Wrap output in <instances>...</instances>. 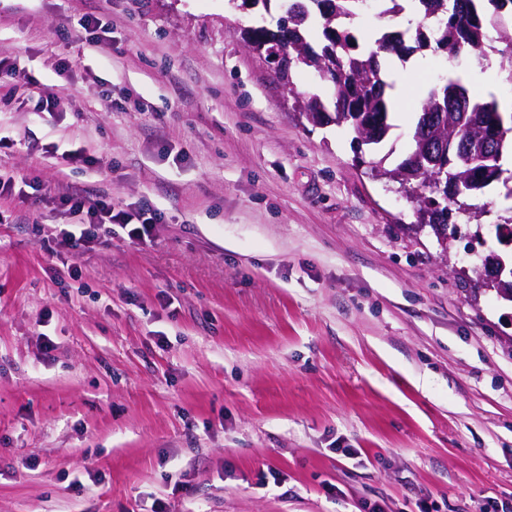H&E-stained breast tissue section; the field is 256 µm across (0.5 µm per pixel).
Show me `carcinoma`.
<instances>
[{
	"mask_svg": "<svg viewBox=\"0 0 512 512\" xmlns=\"http://www.w3.org/2000/svg\"><path fill=\"white\" fill-rule=\"evenodd\" d=\"M298 10L279 17L276 28L250 29V37L263 38L275 49L288 41L287 53L276 69L293 87L292 73L299 66L318 79L321 92L300 101L305 120L314 126L331 122L346 125L354 141L379 146L388 138L391 103L387 90L394 87L392 71L383 59L406 61L415 52L431 49L454 60L462 53L480 57L495 54L512 85V0H418L422 21L413 28L389 30L382 26L359 40L353 22L368 4L376 17L397 16L400 0H295ZM413 132L428 143H444L448 151V199L437 210V224L448 230L459 213L455 199L474 198L492 184H502L512 198V176L505 175L501 160L512 151V113L500 112L496 100L484 101L470 93L466 79L452 73L427 86L420 95ZM463 141L491 145L488 154L472 157L460 153ZM504 267L500 296L512 300V265L502 255Z\"/></svg>",
	"mask_w": 512,
	"mask_h": 512,
	"instance_id": "carcinoma-1",
	"label": "carcinoma"
}]
</instances>
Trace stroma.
I'll return each instance as SVG.
<instances>
[{
    "label": "stroma",
    "instance_id": "stroma-1",
    "mask_svg": "<svg viewBox=\"0 0 512 512\" xmlns=\"http://www.w3.org/2000/svg\"><path fill=\"white\" fill-rule=\"evenodd\" d=\"M283 9L0 0L27 76L0 85V169L39 184L0 199V512H512V303L459 272L512 202L489 187L443 255L370 163L409 153L445 60L360 151L300 116L305 68L289 92L249 48ZM74 189L165 219L62 280Z\"/></svg>",
    "mask_w": 512,
    "mask_h": 512
}]
</instances>
